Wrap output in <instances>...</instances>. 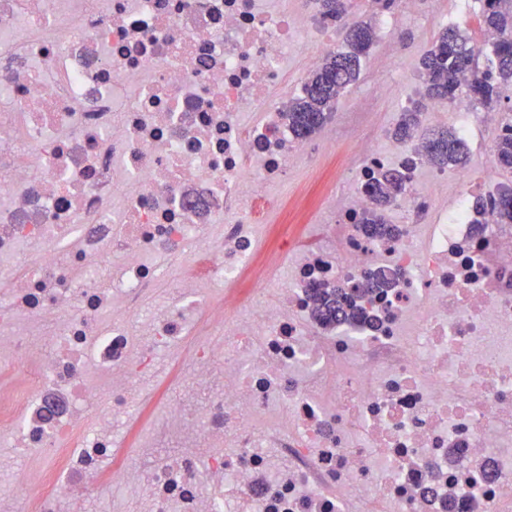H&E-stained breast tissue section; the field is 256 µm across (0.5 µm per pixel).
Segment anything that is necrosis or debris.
<instances>
[{"instance_id": "obj_1", "label": "necrosis or debris", "mask_w": 512, "mask_h": 512, "mask_svg": "<svg viewBox=\"0 0 512 512\" xmlns=\"http://www.w3.org/2000/svg\"><path fill=\"white\" fill-rule=\"evenodd\" d=\"M335 42L282 0H0V475L29 461L34 512H90L94 483L136 489L139 512H512V225L474 224L499 194L483 171L437 177L461 182L451 206L408 193L416 223L371 239L374 170L428 162L357 140V183L282 252L274 302L227 319L266 187L311 150L281 118L288 71ZM382 268L376 329L318 324L313 288ZM203 317L223 367L184 351ZM180 360L148 462L124 461L133 404Z\"/></svg>"}]
</instances>
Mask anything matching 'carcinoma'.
Wrapping results in <instances>:
<instances>
[{
	"label": "carcinoma",
	"mask_w": 512,
	"mask_h": 512,
	"mask_svg": "<svg viewBox=\"0 0 512 512\" xmlns=\"http://www.w3.org/2000/svg\"><path fill=\"white\" fill-rule=\"evenodd\" d=\"M353 2L314 0L323 15L338 21L352 8ZM480 2L484 28L497 35L490 44L486 68L478 67L477 58L481 51L467 31L458 27L444 28L421 59L422 98L453 107L464 97L473 111L492 112L498 103L500 84L512 83V0ZM374 40L375 31L366 22L349 28L341 48L327 54L320 66L308 74L301 92L288 100L283 112L288 128L296 137L308 138L332 117L342 93L357 80L365 58L358 51V42L368 48ZM421 108L420 102L416 101L401 112L393 131L394 139L406 141L416 136L421 126ZM420 144L422 153L439 168L449 165L463 168L468 163V145L451 128L421 136ZM495 158L500 167L512 169V134L497 138ZM410 178L411 168H390L379 172L365 185L370 203L361 214L359 224L366 234L377 237L397 234V227L387 222L385 212L407 191ZM488 208L494 214L495 223L512 224V190L503 189L489 205L481 198L476 199L474 223H485ZM388 287V278L379 272L350 286L315 288L312 292L314 316L324 326L369 324L376 320V316L370 314L360 301Z\"/></svg>",
	"instance_id": "carcinoma-1"
}]
</instances>
